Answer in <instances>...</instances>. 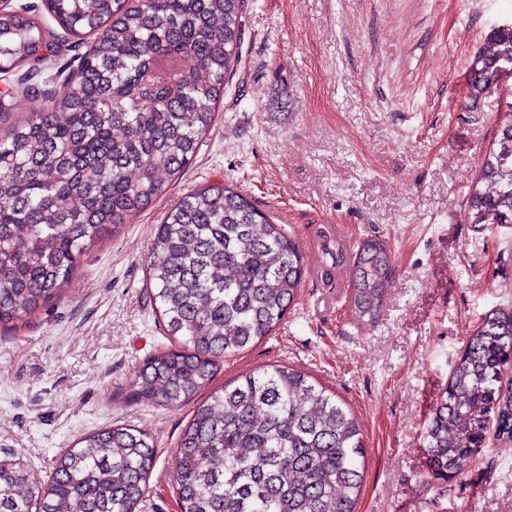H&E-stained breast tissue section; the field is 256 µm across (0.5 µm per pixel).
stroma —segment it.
I'll list each match as a JSON object with an SVG mask.
<instances>
[{"mask_svg": "<svg viewBox=\"0 0 512 512\" xmlns=\"http://www.w3.org/2000/svg\"><path fill=\"white\" fill-rule=\"evenodd\" d=\"M512 0H244L242 62L193 163L85 257L64 301L0 329V459L47 481L51 459L119 422L157 451L137 512H179V437L199 400L130 394L142 362L170 341L146 288L156 228L190 190L229 182L299 242L307 274L283 323L220 359L212 389L285 365L361 423L356 512H512V447L488 440L448 482L422 476L425 428L469 330L512 309V224L469 223L486 150L512 119V89L471 99L469 61ZM278 105H270L272 95ZM388 241L384 310L356 324L321 235Z\"/></svg>", "mask_w": 512, "mask_h": 512, "instance_id": "stroma-1", "label": "stroma"}]
</instances>
